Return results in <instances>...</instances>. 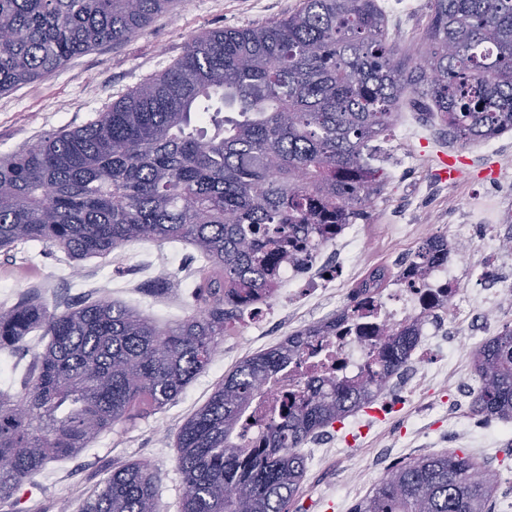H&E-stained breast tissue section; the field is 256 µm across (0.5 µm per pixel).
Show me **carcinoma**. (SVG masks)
Listing matches in <instances>:
<instances>
[{"label": "carcinoma", "mask_w": 512, "mask_h": 512, "mask_svg": "<svg viewBox=\"0 0 512 512\" xmlns=\"http://www.w3.org/2000/svg\"><path fill=\"white\" fill-rule=\"evenodd\" d=\"M173 0H0V94L39 81L85 52L120 43ZM417 53L386 33L377 0H301L260 26L192 36L172 65L86 124L0 158V252L26 243L73 261L134 241L187 242L205 265L190 313L159 326L115 301L61 314L23 298L0 308V351L29 335L35 352L18 398L0 392V501L102 433L175 400L212 360L241 316L269 298L280 261L309 254L328 231L367 223L381 192L370 142L389 131L406 92L456 141L512 129V0H430ZM238 112L224 118L222 109ZM448 260V244L421 250ZM376 269L354 299L377 288ZM318 323L228 372L181 426L178 512H288L304 479L300 448L374 402L407 362L415 320L377 351L373 377L333 383L282 404L252 448L236 431L250 401L310 339ZM479 414L512 421V328L473 354ZM496 474L455 452L389 470L352 512H489ZM143 463L112 471L78 512H156Z\"/></svg>", "instance_id": "carcinoma-1"}]
</instances>
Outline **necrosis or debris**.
Here are the masks:
<instances>
[{
  "label": "necrosis or debris",
  "mask_w": 512,
  "mask_h": 512,
  "mask_svg": "<svg viewBox=\"0 0 512 512\" xmlns=\"http://www.w3.org/2000/svg\"><path fill=\"white\" fill-rule=\"evenodd\" d=\"M509 222L512 216L496 205H470L465 216L452 225L451 235L454 242L474 244L481 251L476 262L479 288L461 290L458 267L453 263L423 265L411 259L402 273L388 276L382 288L352 305L349 317L335 332L310 340L300 360L289 363L267 382L244 413L238 428L240 447H251L285 396L309 394L326 380L364 379L387 335L416 320L427 323L428 328L410 354L404 391L422 394L431 385L455 383V363L446 352L447 340L430 319L441 314L481 316L512 303V288L501 275L503 268L512 266V255L496 247L497 225ZM362 233L361 225H345L313 251L305 264L282 262L273 297L243 303L247 323L259 328L274 317L298 319L312 309L336 310L342 303L341 284H358L368 275L366 267L351 260Z\"/></svg>",
  "instance_id": "4bbe7bcc"
}]
</instances>
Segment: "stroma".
<instances>
[{
	"label": "stroma",
	"instance_id": "stroma-1",
	"mask_svg": "<svg viewBox=\"0 0 512 512\" xmlns=\"http://www.w3.org/2000/svg\"><path fill=\"white\" fill-rule=\"evenodd\" d=\"M300 0H175L171 11L155 16L126 41L73 58L65 67L44 78L0 95V156L11 155L40 137L63 128L84 125L96 111L151 76L166 69L182 55L188 39L213 28H245L278 20L294 10ZM430 0H413L403 17L387 16L390 40L405 50L413 49L427 25ZM412 93H405L396 109L392 127L381 136V148L373 167L383 172L384 183L370 204L361 261L371 264L388 252L406 249V242L392 237L390 216L403 214L409 189V162L425 180L440 182L441 155L458 159V175L450 194L425 200L415 216L430 233L447 234L448 217L463 212L472 200L494 198L503 209L512 208V180H493L492 169L500 165L498 142L512 143V131L498 138L467 144L452 140L447 126L436 115L418 114L424 130L409 145L401 143V126L409 120ZM160 245L151 241L127 243L133 259L125 265L91 258L72 266L64 253L39 255L36 268L16 267L14 258L0 253V293L10 300L28 295L55 312L83 300L111 299L165 325L189 312L187 293L193 283L188 275L197 257L194 248L180 244L167 271L149 273L148 265ZM170 282L169 293L152 295L146 287L155 280ZM251 334L245 322L220 341L209 366L185 390L147 416L124 422L102 433L92 447L75 457L50 463L34 481L24 484L0 512H75L79 499L101 488L117 466L127 462L147 464L156 477L157 512H177L184 492L176 467V437L183 423L207 403L214 388L231 369L226 350L244 346ZM450 353L456 363L458 387L433 388L420 396H397L385 389L371 407H365L324 428L339 442L341 455L320 463L308 460L302 486L288 512H351L384 474L373 460L384 449H397V462L432 453L461 449L448 431V419L428 408L436 401L450 406L460 428L475 419L472 398H459L458 388L477 390L479 381L472 367L473 347L468 325L454 327ZM484 437L490 446L474 457L499 477L490 503L491 512H512V423L487 421Z\"/></svg>",
	"mask_w": 512,
	"mask_h": 512
}]
</instances>
